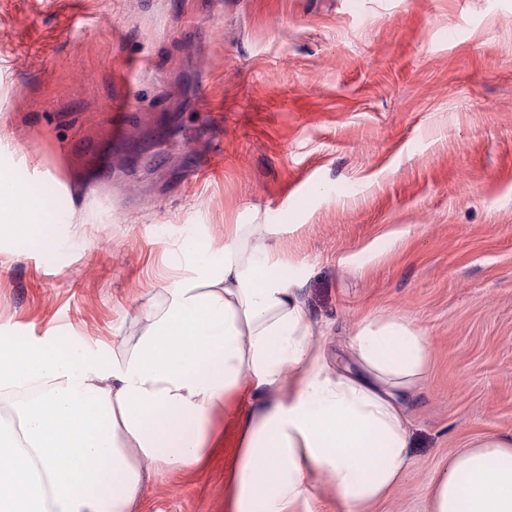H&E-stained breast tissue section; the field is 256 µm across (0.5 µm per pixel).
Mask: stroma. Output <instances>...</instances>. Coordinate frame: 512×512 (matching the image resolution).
Here are the masks:
<instances>
[{
    "label": "stroma",
    "instance_id": "35a3bbf8",
    "mask_svg": "<svg viewBox=\"0 0 512 512\" xmlns=\"http://www.w3.org/2000/svg\"><path fill=\"white\" fill-rule=\"evenodd\" d=\"M0 129L72 221L65 252L0 236V334L111 346L184 239L267 224L331 361L368 318L428 338L371 512H427L448 458L512 437V0H0ZM234 445L133 512H227Z\"/></svg>",
    "mask_w": 512,
    "mask_h": 512
}]
</instances>
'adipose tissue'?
I'll use <instances>...</instances> for the list:
<instances>
[{
  "mask_svg": "<svg viewBox=\"0 0 512 512\" xmlns=\"http://www.w3.org/2000/svg\"><path fill=\"white\" fill-rule=\"evenodd\" d=\"M13 242L65 250L45 206L0 174ZM188 273L145 303L111 349L0 336V512H132L150 469L186 472L236 434L230 512H313L333 492L369 512L403 478L408 396L428 339L403 318L363 321L353 368L329 361L265 224L185 245ZM428 512H512V438H485L432 478Z\"/></svg>",
  "mask_w": 512,
  "mask_h": 512,
  "instance_id": "1",
  "label": "adipose tissue"
}]
</instances>
